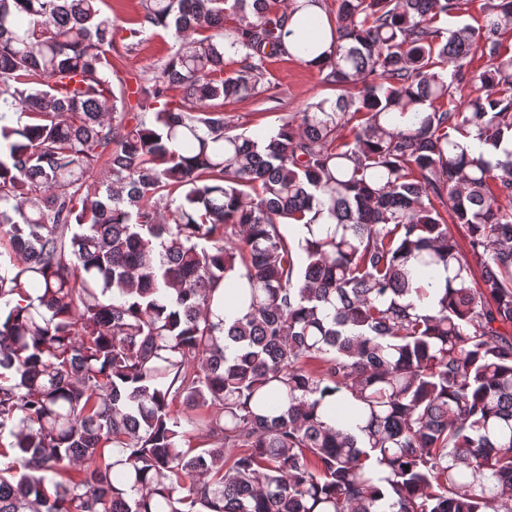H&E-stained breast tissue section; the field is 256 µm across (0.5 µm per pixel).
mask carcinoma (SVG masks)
<instances>
[{"label":"carcinoma","mask_w":512,"mask_h":512,"mask_svg":"<svg viewBox=\"0 0 512 512\" xmlns=\"http://www.w3.org/2000/svg\"><path fill=\"white\" fill-rule=\"evenodd\" d=\"M467 2L336 0L341 94L247 136L323 0H140L179 49L121 113L102 0H0V512H512V0ZM485 0H468V4L466 5L467 10L463 15L457 17H448V22L446 20L443 22V26L448 28H455L458 25L469 24L473 27H478L482 21V7Z\"/></svg>","instance_id":"carcinoma-1"}]
</instances>
